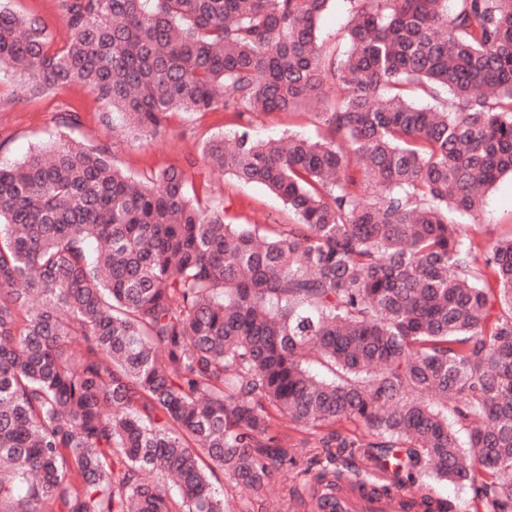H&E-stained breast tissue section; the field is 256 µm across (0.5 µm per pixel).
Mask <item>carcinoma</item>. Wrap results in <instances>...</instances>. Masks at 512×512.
<instances>
[{
    "instance_id": "cac0c4a2",
    "label": "carcinoma",
    "mask_w": 512,
    "mask_h": 512,
    "mask_svg": "<svg viewBox=\"0 0 512 512\" xmlns=\"http://www.w3.org/2000/svg\"><path fill=\"white\" fill-rule=\"evenodd\" d=\"M329 2L58 0V48L0 4L32 96L79 84L138 137L223 110L201 158L294 218L62 138L0 165V512H229L218 471L255 512L300 464L286 421L512 512V234L450 218L512 176V0H348L327 46ZM302 110L317 137H255ZM343 480L390 492L324 466L309 497ZM348 22L347 0H332L329 10L321 20V32L327 43L334 42L345 33Z\"/></svg>"
}]
</instances>
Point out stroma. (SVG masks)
<instances>
[{"mask_svg":"<svg viewBox=\"0 0 512 512\" xmlns=\"http://www.w3.org/2000/svg\"><path fill=\"white\" fill-rule=\"evenodd\" d=\"M231 117L224 111L194 117L173 116L164 134L155 138L128 137L114 140L112 116L103 112L93 94L79 85L40 96H30L20 77L0 75V164L22 161L39 145L67 132L87 147H108L116 164L141 176L175 167L182 170L201 197L223 195L226 219L234 224H287L291 218L282 202L258 185H244L214 173L202 163L197 146L212 134L231 130ZM470 238L484 241L512 233V178H501L484 196L476 221L465 222ZM309 477L289 468L273 475L271 502H283L292 512H313L306 490ZM302 500H295L294 492Z\"/></svg>","mask_w":512,"mask_h":512,"instance_id":"stroma-1","label":"stroma"}]
</instances>
